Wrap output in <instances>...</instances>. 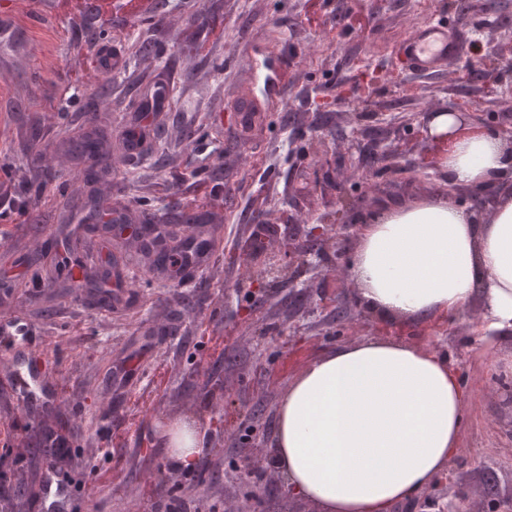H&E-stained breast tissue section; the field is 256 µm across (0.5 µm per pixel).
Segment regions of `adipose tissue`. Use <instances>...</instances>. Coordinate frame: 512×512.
I'll list each match as a JSON object with an SVG mask.
<instances>
[{"instance_id": "ef3b65f1", "label": "adipose tissue", "mask_w": 512, "mask_h": 512, "mask_svg": "<svg viewBox=\"0 0 512 512\" xmlns=\"http://www.w3.org/2000/svg\"><path fill=\"white\" fill-rule=\"evenodd\" d=\"M448 182L498 191L489 220L430 199L373 215L350 263L360 304L397 320L454 317L481 295L490 329L512 331V148L433 116ZM468 393L440 353L367 339L309 362L277 413V467L322 512H389L413 500L457 452Z\"/></svg>"}]
</instances>
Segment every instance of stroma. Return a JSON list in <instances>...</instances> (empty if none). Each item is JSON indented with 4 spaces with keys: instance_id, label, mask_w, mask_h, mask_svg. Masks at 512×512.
Wrapping results in <instances>:
<instances>
[{
    "instance_id": "stroma-1",
    "label": "stroma",
    "mask_w": 512,
    "mask_h": 512,
    "mask_svg": "<svg viewBox=\"0 0 512 512\" xmlns=\"http://www.w3.org/2000/svg\"><path fill=\"white\" fill-rule=\"evenodd\" d=\"M366 24L345 26L349 10ZM444 21L466 45L433 73L411 71L398 53L411 33ZM126 33L121 69H105L101 49L113 31ZM512 48V0H321L316 21L304 0H144L131 14L121 0H0V183L25 201L32 223L0 212V266L21 267L0 288V416L15 422L16 474L37 494L61 500L59 512H224L248 504L252 512H313V502L273 481L271 449L253 445L273 426L289 383L311 360L338 346L397 334L366 317L353 288H337L346 320L322 306V280L306 267L291 279L268 283L262 310H253L249 266L237 259L260 219L293 216L292 232L305 243L314 225L340 226L339 249L325 262H350L371 214L384 205H412L447 196L428 132L437 112L465 113L469 125L499 138L512 134V65L491 83L468 80V69L490 58L486 45ZM295 72L290 85L281 69ZM170 82L155 86L159 72ZM161 88L169 104L152 119V135L138 156L121 137L136 123L141 100ZM97 124L105 141V174L82 184L94 206H72L81 166L69 142ZM385 134L362 178L328 172L325 157L358 162L356 131ZM195 181L224 195V221L186 231L208 248L206 269L170 280L150 271L131 251L118 278L122 306L102 304L52 275V267L79 260L96 269L103 260L85 227L96 212L119 210L132 223L162 224ZM267 199L252 215L253 193ZM45 264L27 265L34 251ZM312 281L314 301L288 312L291 281ZM479 298L465 313L442 322L433 335L422 321L400 336L428 341L451 360L470 394L459 451L440 482L447 494L422 512L453 503L461 512H512V333L484 338ZM224 334L223 349L199 343V323ZM293 337L290 347L279 340ZM166 384L156 387L157 369ZM200 415L208 471L187 481L158 445L164 425ZM66 436L76 487L46 492L49 478L23 447L36 428ZM112 473L101 482L95 469ZM494 480L497 495L483 487ZM153 483V500L138 488Z\"/></svg>"
}]
</instances>
